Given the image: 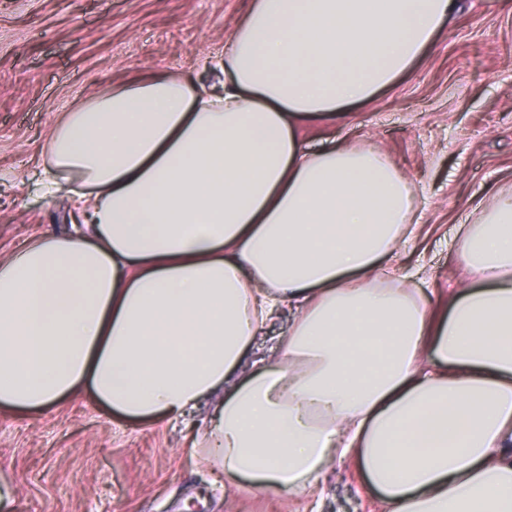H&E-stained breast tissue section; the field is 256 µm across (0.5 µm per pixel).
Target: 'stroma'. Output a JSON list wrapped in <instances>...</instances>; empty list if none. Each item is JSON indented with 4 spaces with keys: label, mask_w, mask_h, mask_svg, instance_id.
<instances>
[{
    "label": "stroma",
    "mask_w": 512,
    "mask_h": 512,
    "mask_svg": "<svg viewBox=\"0 0 512 512\" xmlns=\"http://www.w3.org/2000/svg\"><path fill=\"white\" fill-rule=\"evenodd\" d=\"M251 0H0V261L69 232L66 189L42 196L64 114L150 75L221 80L220 55ZM306 148L375 147L418 192L415 233L393 265L428 288L464 282L452 248L494 191L512 184V0L458 11L408 73L344 116L304 124ZM0 477L13 512H381L353 461L292 496L225 485L181 428L130 421L80 392L40 411L0 409Z\"/></svg>",
    "instance_id": "35a3bbf8"
}]
</instances>
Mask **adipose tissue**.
Wrapping results in <instances>:
<instances>
[{
  "instance_id": "ef3b65f1",
  "label": "adipose tissue",
  "mask_w": 512,
  "mask_h": 512,
  "mask_svg": "<svg viewBox=\"0 0 512 512\" xmlns=\"http://www.w3.org/2000/svg\"><path fill=\"white\" fill-rule=\"evenodd\" d=\"M457 0H251L224 81L161 74L66 113L41 188L72 232L0 262V407L78 388L131 420H184L227 484L292 495L353 459L383 512H512V188L456 254L448 294L380 271L416 197L378 151L307 152L302 122L412 69ZM295 319L232 390L263 327Z\"/></svg>"
}]
</instances>
